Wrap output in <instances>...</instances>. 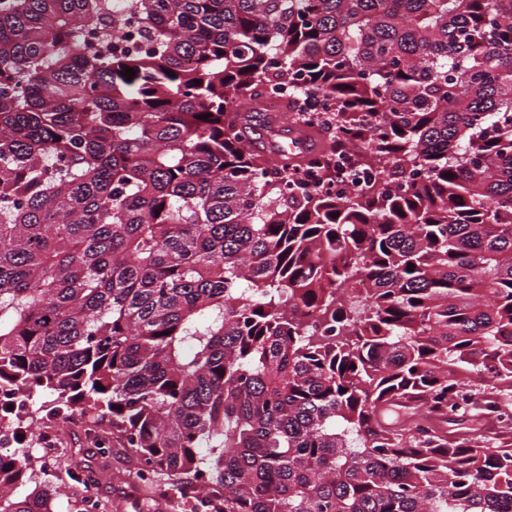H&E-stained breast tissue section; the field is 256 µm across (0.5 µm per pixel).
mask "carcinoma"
Returning a JSON list of instances; mask_svg holds the SVG:
<instances>
[{"label":"carcinoma","instance_id":"1","mask_svg":"<svg viewBox=\"0 0 512 512\" xmlns=\"http://www.w3.org/2000/svg\"><path fill=\"white\" fill-rule=\"evenodd\" d=\"M128 7L0 0V512H112L34 452L75 412L137 512H512V0ZM257 117L255 125H265L268 121H276L281 124L288 123V125L292 126H284L280 125V136L282 137V141L289 148L290 157L294 159H303L309 156H312L316 153L319 143L321 146V151L325 152L330 148V140H328L324 135H322L319 131L310 130L314 132L313 135L315 138L305 135L298 128L300 127L296 121V112H293V105H285L281 112H253ZM288 120V122H286ZM296 126V127H294ZM307 132V131H306ZM309 133V132H307ZM317 134V135H316Z\"/></svg>","mask_w":512,"mask_h":512}]
</instances>
